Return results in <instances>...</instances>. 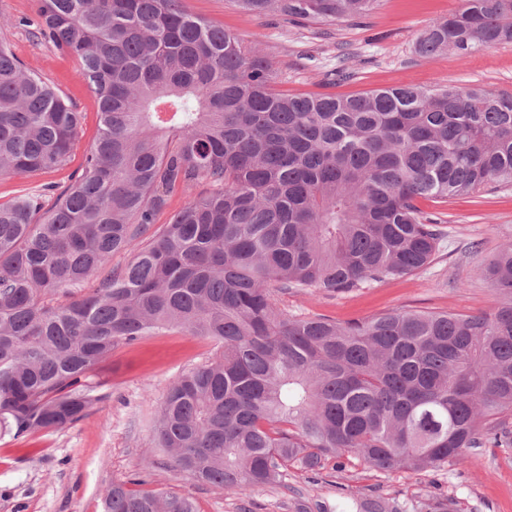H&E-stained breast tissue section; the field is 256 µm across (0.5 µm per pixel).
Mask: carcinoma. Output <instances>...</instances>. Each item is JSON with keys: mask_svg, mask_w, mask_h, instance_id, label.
<instances>
[{"mask_svg": "<svg viewBox=\"0 0 512 512\" xmlns=\"http://www.w3.org/2000/svg\"><path fill=\"white\" fill-rule=\"evenodd\" d=\"M182 2L38 0L25 20L78 59L98 133L66 188L0 204V433L83 421L114 348L179 329L218 352L169 385L154 441L201 484L245 495L345 453L419 471L512 448V247L480 265L499 298L489 314L396 310L342 325L275 299L428 267L445 225L419 201L512 186V96L280 93L269 59ZM234 2L330 24L380 0ZM508 42L512 0H463L415 51ZM82 122L0 44L1 176L66 165ZM195 186L156 226L170 196ZM120 252L131 260L114 268ZM143 483L110 485L103 512H196L187 495L130 488Z\"/></svg>", "mask_w": 512, "mask_h": 512, "instance_id": "carcinoma-1", "label": "carcinoma"}]
</instances>
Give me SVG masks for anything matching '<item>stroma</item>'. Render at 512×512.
<instances>
[{
    "instance_id": "obj_1",
    "label": "stroma",
    "mask_w": 512,
    "mask_h": 512,
    "mask_svg": "<svg viewBox=\"0 0 512 512\" xmlns=\"http://www.w3.org/2000/svg\"><path fill=\"white\" fill-rule=\"evenodd\" d=\"M183 4L188 13L257 45L276 68L275 87L282 92L350 96L400 85H452L512 95V42L469 56L415 53L418 36L459 10L462 0H381L367 16L331 25L287 24L272 14L244 12L232 0ZM36 6L37 0H0V41L72 99L84 119L68 165L34 177L0 176V203L45 185L64 189L97 135V105L78 78L77 60L21 23L34 17ZM422 207L444 213L448 226L427 268L346 293L292 292L279 296V307L339 323L392 310L492 311L498 296L478 266L512 245V187H487ZM215 351L213 342L177 329L119 345L99 367L106 398L90 417L62 430L0 436V512H102L105 489L158 457L152 431L169 384ZM145 488L191 496L197 512H360V502L376 497L393 501L397 512H429L433 501L445 499L456 512H512V448H472L464 463L423 471H376L346 454L317 472L289 468L278 482L246 497L162 466Z\"/></svg>"
}]
</instances>
